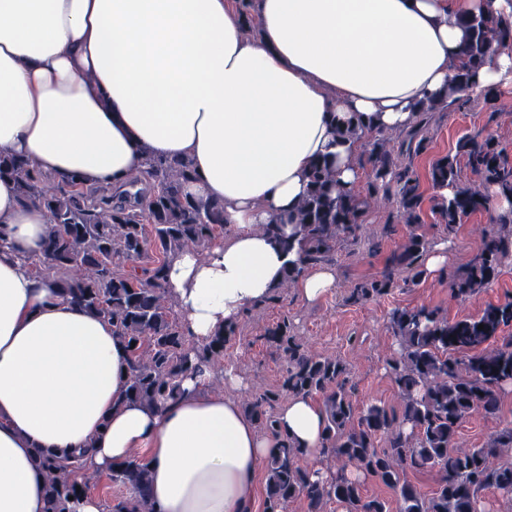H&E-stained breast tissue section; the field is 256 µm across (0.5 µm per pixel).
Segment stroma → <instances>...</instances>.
Segmentation results:
<instances>
[{
	"label": "stroma",
	"mask_w": 512,
	"mask_h": 512,
	"mask_svg": "<svg viewBox=\"0 0 512 512\" xmlns=\"http://www.w3.org/2000/svg\"><path fill=\"white\" fill-rule=\"evenodd\" d=\"M497 106L499 114L494 118L479 98L469 99L463 107L434 113L427 130L428 149L413 160L423 192V222L418 232L430 247H448V263L441 272L399 283L387 294L358 304L348 302L351 287L380 277L389 257L408 233L407 227L396 221L397 204L367 211L357 244L337 247L329 262L337 276L336 288L315 303L303 302L296 289L288 288L282 291L279 301L248 309L237 321L236 333L224 348L225 366L233 367L246 386L231 390L213 381L205 386V395L229 397L243 405L258 388L277 385L282 366L263 334L266 328L285 320L309 354H333L346 362L356 385L353 400L358 406L377 403L395 410L400 397L388 371V362L396 351L389 326L393 309L426 307L439 310L452 320L472 317L488 305L512 300V257L502 263L486 288L468 296L452 295L451 281L480 248L484 232L499 222L501 214L495 207H486L465 217L454 232H447L432 212L436 191L428 178L432 162L454 152L458 139L465 135L493 136L500 148L512 155V95L499 97ZM389 224L394 227L390 233L385 230ZM508 426H512V389L501 392L496 416L475 411L462 420L457 430V446L481 447Z\"/></svg>",
	"instance_id": "1"
}]
</instances>
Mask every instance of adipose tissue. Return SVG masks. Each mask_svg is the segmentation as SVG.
I'll list each match as a JSON object with an SVG mask.
<instances>
[{
  "instance_id": "1",
  "label": "adipose tissue",
  "mask_w": 512,
  "mask_h": 512,
  "mask_svg": "<svg viewBox=\"0 0 512 512\" xmlns=\"http://www.w3.org/2000/svg\"><path fill=\"white\" fill-rule=\"evenodd\" d=\"M0 0V147L60 178L122 185L146 155L188 157L184 191L224 204L223 243L166 267L187 336L208 341L260 303L298 256L256 232L290 216L319 160L356 186L359 143L337 129L410 127L414 107L461 86L512 90V50L461 80L462 19L512 18V0ZM50 231L0 179V512H45L34 449L108 471L142 452L156 512H249L277 446L240 404L205 397L207 374L157 408L121 403L128 353L110 323L37 277ZM323 408L294 397L276 428L318 457Z\"/></svg>"
}]
</instances>
